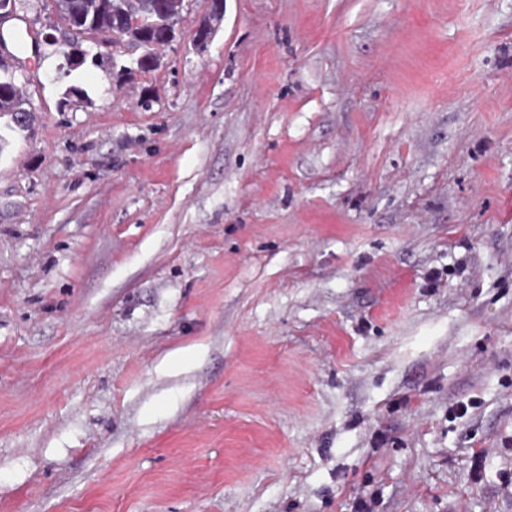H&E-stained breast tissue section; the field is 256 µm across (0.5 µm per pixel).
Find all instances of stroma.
Instances as JSON below:
<instances>
[{"instance_id":"stroma-1","label":"stroma","mask_w":512,"mask_h":512,"mask_svg":"<svg viewBox=\"0 0 512 512\" xmlns=\"http://www.w3.org/2000/svg\"><path fill=\"white\" fill-rule=\"evenodd\" d=\"M213 8L18 55L0 512H512V0Z\"/></svg>"}]
</instances>
